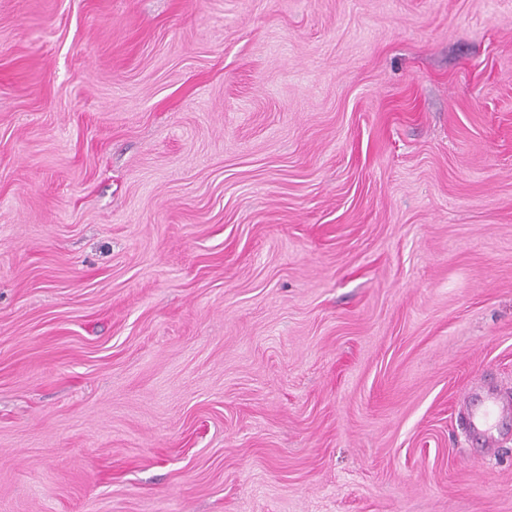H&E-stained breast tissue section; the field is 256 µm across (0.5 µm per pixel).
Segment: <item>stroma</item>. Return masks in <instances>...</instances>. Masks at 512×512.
Instances as JSON below:
<instances>
[{"instance_id":"35a3bbf8","label":"stroma","mask_w":512,"mask_h":512,"mask_svg":"<svg viewBox=\"0 0 512 512\" xmlns=\"http://www.w3.org/2000/svg\"><path fill=\"white\" fill-rule=\"evenodd\" d=\"M512 0H0V512H512Z\"/></svg>"}]
</instances>
